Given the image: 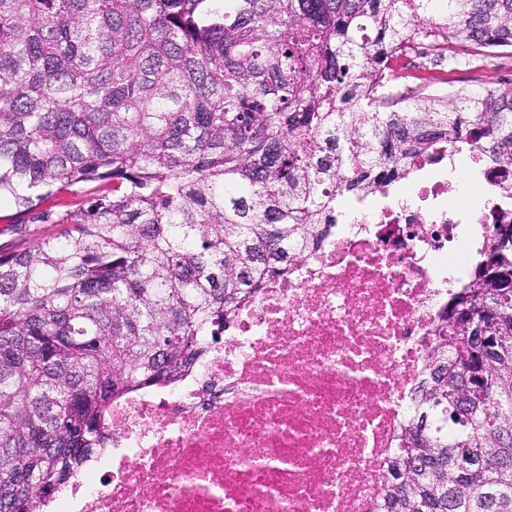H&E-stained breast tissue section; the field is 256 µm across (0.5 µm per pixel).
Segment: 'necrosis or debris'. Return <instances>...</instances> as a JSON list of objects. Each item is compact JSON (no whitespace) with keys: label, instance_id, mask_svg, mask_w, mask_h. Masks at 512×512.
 Wrapping results in <instances>:
<instances>
[{"label":"necrosis or debris","instance_id":"4bbe7bcc","mask_svg":"<svg viewBox=\"0 0 512 512\" xmlns=\"http://www.w3.org/2000/svg\"><path fill=\"white\" fill-rule=\"evenodd\" d=\"M410 194L352 197L185 375L113 402L112 447L51 512H378L450 296L512 236V164L472 131Z\"/></svg>","mask_w":512,"mask_h":512}]
</instances>
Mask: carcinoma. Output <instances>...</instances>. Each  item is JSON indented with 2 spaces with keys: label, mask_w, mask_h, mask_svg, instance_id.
<instances>
[{
  "label": "carcinoma",
  "mask_w": 512,
  "mask_h": 512,
  "mask_svg": "<svg viewBox=\"0 0 512 512\" xmlns=\"http://www.w3.org/2000/svg\"><path fill=\"white\" fill-rule=\"evenodd\" d=\"M512 50V0H0V202L59 237L0 246V512H37L204 336L468 125L512 164V82L417 97L418 46ZM380 512H512V239L424 350Z\"/></svg>",
  "instance_id": "1"
}]
</instances>
